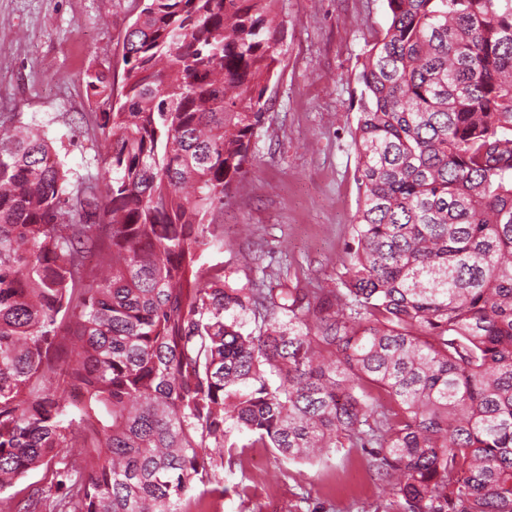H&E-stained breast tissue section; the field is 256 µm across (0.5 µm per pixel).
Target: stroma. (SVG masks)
<instances>
[{"label": "stroma", "mask_w": 512, "mask_h": 512, "mask_svg": "<svg viewBox=\"0 0 512 512\" xmlns=\"http://www.w3.org/2000/svg\"><path fill=\"white\" fill-rule=\"evenodd\" d=\"M283 51L266 97L264 125L243 176L215 223L224 248L207 254L239 282L332 288L347 258L358 208L356 125L361 61L388 25L386 0H278ZM133 0H0V120L41 129L65 169L96 173L91 129L100 99L86 75L123 70ZM265 254L266 270L242 266ZM223 496L205 512H357L383 502L360 450L286 462L268 448L225 459Z\"/></svg>", "instance_id": "stroma-1"}]
</instances>
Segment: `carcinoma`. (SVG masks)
Here are the masks:
<instances>
[{
    "mask_svg": "<svg viewBox=\"0 0 512 512\" xmlns=\"http://www.w3.org/2000/svg\"><path fill=\"white\" fill-rule=\"evenodd\" d=\"M277 0H139L97 162L0 124V493L8 512H191L224 456L364 448L373 512H512V0H386L352 131L334 288L203 261L245 173Z\"/></svg>",
    "mask_w": 512,
    "mask_h": 512,
    "instance_id": "1",
    "label": "carcinoma"
}]
</instances>
